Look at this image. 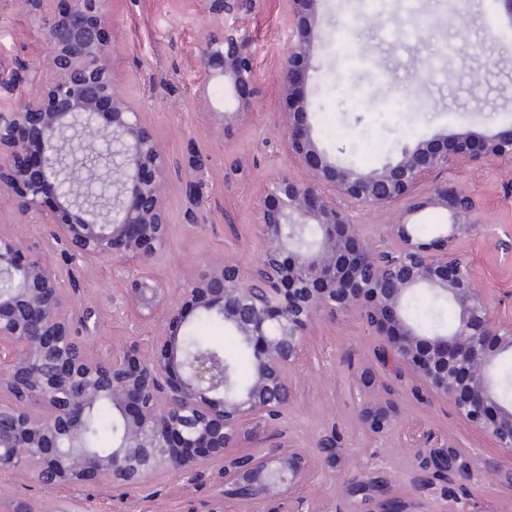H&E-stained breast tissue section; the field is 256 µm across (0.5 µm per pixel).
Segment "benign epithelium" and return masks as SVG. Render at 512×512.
<instances>
[{"instance_id":"obj_1","label":"benign epithelium","mask_w":512,"mask_h":512,"mask_svg":"<svg viewBox=\"0 0 512 512\" xmlns=\"http://www.w3.org/2000/svg\"><path fill=\"white\" fill-rule=\"evenodd\" d=\"M45 32L42 62L20 61L0 72V209L13 231L0 229V481L31 477L65 490L89 485L137 488L152 478L217 468L206 512H295L303 492L321 477L340 481L343 507L328 502L310 512H459L448 487L473 480L478 458L451 441L426 437L410 445L411 498L394 491L388 471L339 467L347 449L326 429L313 448L286 440L277 424L288 411L295 375L306 359L308 335L322 317L342 312L363 322L418 399L449 404L457 417L488 437L512 460V403L497 393L495 368L512 355V317L502 314L473 273L464 268L461 240L489 235L507 241L478 216L473 195L438 176L461 166H512V127L491 134L463 133L453 145L420 139L369 171L331 159L298 120L281 113L293 162L309 178L269 179L255 227L259 263L249 269L216 260L171 301L152 271L166 248L171 214L165 198L172 161L138 107L119 90L109 51V0H21ZM297 41L282 72L291 96L309 68L315 5L286 0ZM253 0H211L218 15H237ZM196 96L209 99L224 85L234 109L215 113L217 130L252 115L258 95L254 50L236 24L215 23L202 50ZM208 156L192 148L181 180L186 224L207 187ZM429 186L424 196L416 190ZM406 203L405 212L376 229L379 245L357 224L359 207ZM429 208L451 215L449 228L430 242L405 218ZM49 224L51 238L90 264L136 261L141 272L112 298L156 329L139 342L95 353L78 338L98 329L96 310L74 307L63 276L20 228ZM425 290L457 309L446 330L425 329L406 314L411 294ZM224 319L252 353L250 385L238 390L214 353L186 352L179 333L191 317ZM374 370L354 373L355 418L369 436L398 431L392 396L372 393ZM112 404L121 435L106 452L85 450L91 409ZM263 445L237 449L259 426ZM0 512H40L22 497H0Z\"/></svg>"}]
</instances>
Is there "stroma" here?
<instances>
[{"label": "stroma", "mask_w": 512, "mask_h": 512, "mask_svg": "<svg viewBox=\"0 0 512 512\" xmlns=\"http://www.w3.org/2000/svg\"><path fill=\"white\" fill-rule=\"evenodd\" d=\"M111 56L121 91L141 105L172 162L197 147L209 158L210 182L200 207L201 225L173 224L167 250L154 267L180 299L183 288L212 260L223 257L256 265L261 242L254 227L262 183L277 174L305 178L288 156V133L279 124L288 101L280 90L283 63L295 40L286 0H256L240 24L253 42L259 74V102L248 124L232 137H218L211 114L228 102L222 86L210 88L200 104L202 42L214 22L208 0H112ZM429 27L417 41L421 27ZM316 30L345 31V50L315 44L305 90L314 106L306 117L328 154L363 170L396 158L402 146L422 137L463 130L512 127V27H505L495 0H378L376 8H348L321 0ZM46 43L17 0H0V69L14 59L34 60ZM243 176L225 181L231 160ZM450 184L469 190L484 221L512 227V170L462 168L448 172ZM460 250L480 284L503 313H512V264L504 263L491 239L464 240ZM54 266L72 275L74 305L97 307L100 326L90 345L111 351L154 331L133 309L116 310L112 294L132 268L103 261L85 274L81 259L62 248L49 253ZM373 347L369 331L345 315L327 316L313 326L311 359L298 375V396L282 422L295 445L309 448L324 429L336 432L338 447L350 449L343 465L383 462L402 496H409L411 458L395 439L376 440L353 420V372L366 364ZM403 431L452 436L479 459L474 482L459 496L461 512L472 500L489 512H512V500L496 485L497 470L512 467L492 442L459 420L443 402L427 406L405 393L398 401ZM217 472L203 463L196 474L148 483L129 496L109 488L79 492L81 512H203Z\"/></svg>", "instance_id": "stroma-1"}]
</instances>
